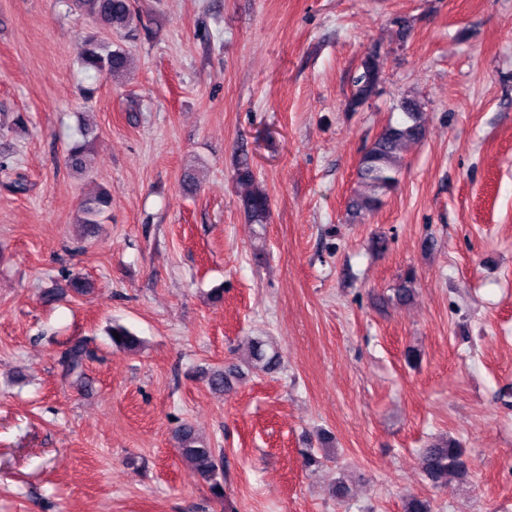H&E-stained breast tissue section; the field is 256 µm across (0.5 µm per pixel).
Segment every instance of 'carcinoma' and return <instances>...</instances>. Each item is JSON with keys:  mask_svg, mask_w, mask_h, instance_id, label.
Listing matches in <instances>:
<instances>
[{"mask_svg": "<svg viewBox=\"0 0 512 512\" xmlns=\"http://www.w3.org/2000/svg\"><path fill=\"white\" fill-rule=\"evenodd\" d=\"M75 7L105 28L130 29L134 25L135 16L132 12L131 0H73ZM84 72H92L96 76L105 75L119 79L128 69L129 57L120 47L112 48V44L89 36L79 57ZM362 72L353 80L351 95L347 100L348 109H358L375 92L379 81L377 55L370 54L361 63ZM402 117L400 121L387 124L376 136L372 145L362 155L357 177L361 191L352 199L350 211L358 216L363 212L377 209L383 197L394 190L399 182L401 172L400 149L410 141H418L425 136V125L422 120L420 105L413 99L401 102ZM81 139L74 141L67 151L68 166L76 172L88 170V156L91 144L95 139V131L89 127L80 129ZM236 183L243 188L239 196L240 205L248 218L256 224L266 221L269 214V198L259 186L254 172L247 162H242L236 171ZM112 207V194L101 189L85 196L80 205L81 218L86 234H91L101 223L102 215ZM415 271L410 269L401 278L394 289L393 298L400 304L410 302L414 297ZM91 288V284L79 274H71L65 278L62 288H50L43 293V299L52 301L59 292H71L82 295ZM119 338L112 339V345L128 351H136L142 341L121 325L112 326ZM92 356L86 344L77 341L66 348L59 358L64 378L81 383L85 379V362ZM247 363L251 368L271 373L281 368L278 351L261 337L249 341ZM237 367L230 366L216 369L209 373V386L218 391L230 387L231 377ZM178 452L182 461L188 463L193 474L206 483L213 497L224 499V460L216 454L215 449L196 434L189 424L181 425L176 431ZM464 448L454 439H442L422 450L421 470L431 484L445 489L456 481L462 480L467 471L462 468Z\"/></svg>", "mask_w": 512, "mask_h": 512, "instance_id": "obj_1", "label": "carcinoma"}]
</instances>
